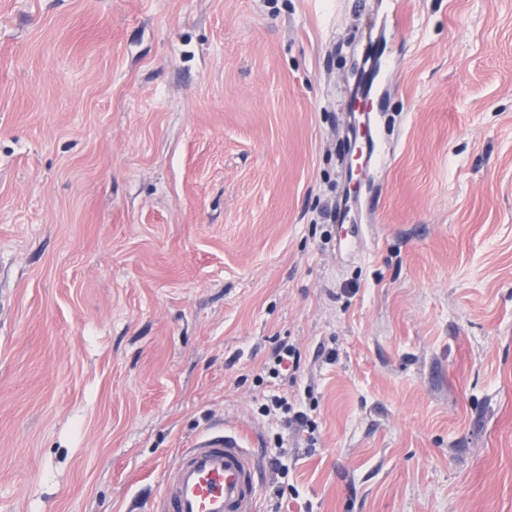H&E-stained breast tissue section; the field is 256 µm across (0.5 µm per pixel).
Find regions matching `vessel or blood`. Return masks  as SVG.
<instances>
[{
  "mask_svg": "<svg viewBox=\"0 0 512 512\" xmlns=\"http://www.w3.org/2000/svg\"><path fill=\"white\" fill-rule=\"evenodd\" d=\"M362 166L379 163L369 122L358 126ZM262 465L251 436L236 427L211 429L167 471L155 512H257Z\"/></svg>",
  "mask_w": 512,
  "mask_h": 512,
  "instance_id": "1",
  "label": "vessel or blood"
}]
</instances>
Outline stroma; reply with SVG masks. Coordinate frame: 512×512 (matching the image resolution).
I'll return each instance as SVG.
<instances>
[{
	"mask_svg": "<svg viewBox=\"0 0 512 512\" xmlns=\"http://www.w3.org/2000/svg\"><path fill=\"white\" fill-rule=\"evenodd\" d=\"M225 424L259 512H512V0H0V512ZM356 132L360 131L362 142L358 149V160L361 162L358 164L357 172L363 170V168L369 166L371 163L375 166L376 163L382 161L380 152L376 151V144L371 130L369 121L365 120L358 126H355ZM301 355L299 350L286 341H281L274 352L273 373L279 375L281 371L294 375L300 367ZM282 410L284 414L288 415L285 418V422L288 425L296 424L301 427H305L309 425V432L313 433V426L308 424L307 415L302 411H294L291 405H289L284 399L278 396H273L270 399V403L263 404L260 408V411L263 415L268 416L273 412ZM291 414V415H290Z\"/></svg>",
	"mask_w": 512,
	"mask_h": 512,
	"instance_id": "1",
	"label": "stroma"
}]
</instances>
